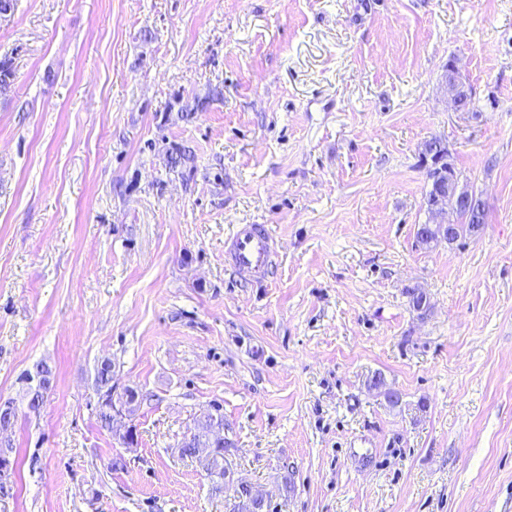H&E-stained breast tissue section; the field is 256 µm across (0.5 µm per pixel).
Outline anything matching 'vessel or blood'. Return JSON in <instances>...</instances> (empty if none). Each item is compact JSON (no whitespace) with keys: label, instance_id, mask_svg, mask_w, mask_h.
<instances>
[{"label":"vessel or blood","instance_id":"b4317fda","mask_svg":"<svg viewBox=\"0 0 512 512\" xmlns=\"http://www.w3.org/2000/svg\"><path fill=\"white\" fill-rule=\"evenodd\" d=\"M277 243L263 224H237L230 234L229 261L233 269L256 280L274 265Z\"/></svg>","mask_w":512,"mask_h":512}]
</instances>
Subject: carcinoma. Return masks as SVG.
I'll return each instance as SVG.
<instances>
[{"instance_id":"1","label":"carcinoma","mask_w":512,"mask_h":512,"mask_svg":"<svg viewBox=\"0 0 512 512\" xmlns=\"http://www.w3.org/2000/svg\"><path fill=\"white\" fill-rule=\"evenodd\" d=\"M422 153L431 156L432 167L427 171L428 180L431 181V190L425 196L426 202H431L434 189L439 188L448 191V210L455 213L457 221L453 226L452 236L440 231V225L435 223L423 224L417 231V242L425 247L437 242L441 238H448V243H453L461 238L476 235L485 224V210H458L455 207V186L454 179L456 171L452 164L448 163V148L438 138H432L423 144ZM96 384L100 390L112 386V362H102L96 369ZM211 422H206L201 431L193 436L191 441L182 443V455L195 456L198 448L209 447L206 438ZM227 512H268L267 502L255 497L247 486L235 488L233 498L229 503Z\"/></svg>"}]
</instances>
